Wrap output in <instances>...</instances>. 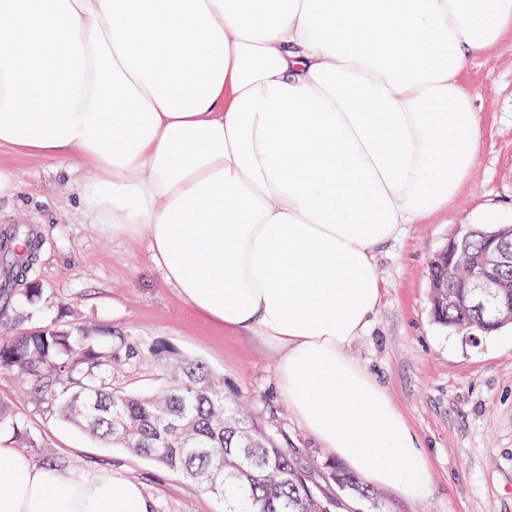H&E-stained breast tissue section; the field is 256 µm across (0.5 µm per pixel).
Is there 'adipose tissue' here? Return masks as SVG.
<instances>
[{
    "label": "adipose tissue",
    "mask_w": 512,
    "mask_h": 512,
    "mask_svg": "<svg viewBox=\"0 0 512 512\" xmlns=\"http://www.w3.org/2000/svg\"><path fill=\"white\" fill-rule=\"evenodd\" d=\"M510 40L512 0H0V147L89 166L83 212L260 336L323 447L420 498L425 451L349 348L381 298L378 248L468 181L482 117L462 75ZM0 512L154 504L0 444Z\"/></svg>",
    "instance_id": "1"
}]
</instances>
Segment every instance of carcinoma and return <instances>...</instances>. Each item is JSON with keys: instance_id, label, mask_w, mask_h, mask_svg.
Segmentation results:
<instances>
[{"instance_id": "obj_1", "label": "carcinoma", "mask_w": 512, "mask_h": 512, "mask_svg": "<svg viewBox=\"0 0 512 512\" xmlns=\"http://www.w3.org/2000/svg\"><path fill=\"white\" fill-rule=\"evenodd\" d=\"M471 252L482 250L485 230L462 228ZM30 263L14 260L0 272V297H16L13 284ZM465 270L432 256L429 279L452 289ZM434 321L452 334L485 333L490 306L448 307L430 302ZM151 354L169 371L166 387L153 394H132L102 381L114 363L136 364L143 358L132 336L112 329L82 332L47 327L33 333L0 336V369L17 370L36 383L42 400L60 418L91 437L125 448L175 471L204 491L224 498V512H331L332 498L308 484L305 475L274 437L226 403L224 379L196 360L173 354L165 346ZM72 391L58 394L61 380ZM342 490L363 494L359 478L334 468Z\"/></svg>"}]
</instances>
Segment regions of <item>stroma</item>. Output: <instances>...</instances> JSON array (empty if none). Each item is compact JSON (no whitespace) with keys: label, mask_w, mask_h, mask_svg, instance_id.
<instances>
[{"label":"stroma","mask_w":512,"mask_h":512,"mask_svg":"<svg viewBox=\"0 0 512 512\" xmlns=\"http://www.w3.org/2000/svg\"><path fill=\"white\" fill-rule=\"evenodd\" d=\"M482 115L479 155L446 211L412 224L376 254L385 291L363 336L350 349L372 372L418 435L428 456L432 490L411 501L369 486L352 495L329 478L335 460L273 392V361L258 337L225 332L187 306L149 260L146 239L112 235L92 223L78 189L57 162L0 149V167L16 176L17 192L0 198V239L23 226L40 247L23 285L36 289L26 316L0 301V331L46 326L109 327L133 336L145 358L114 366L112 386L135 393L165 384L150 354L162 345L223 375L254 422L287 448L298 467L329 497L335 512H512V328L468 342L430 315L428 265L455 229L478 223L483 209L512 219V47L488 53L463 77ZM0 405L11 422L0 442L38 465L67 473L98 469L133 480L155 512H224L222 499L179 474L126 449L108 447L60 419L32 382L0 370ZM24 435H16L12 422Z\"/></svg>","instance_id":"obj_1"}]
</instances>
